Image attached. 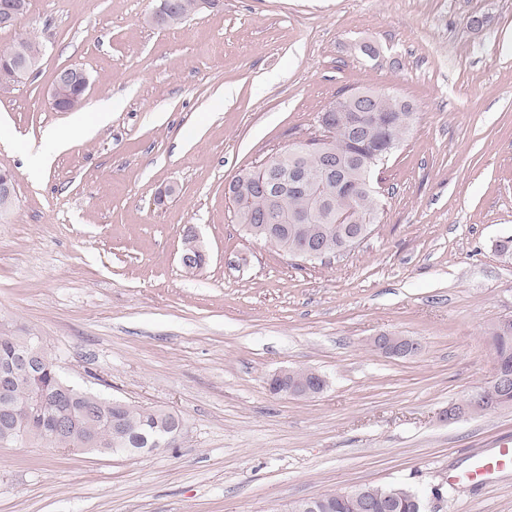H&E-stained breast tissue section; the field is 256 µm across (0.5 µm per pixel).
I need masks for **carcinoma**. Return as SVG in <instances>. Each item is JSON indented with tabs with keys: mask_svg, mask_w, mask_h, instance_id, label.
<instances>
[{
	"mask_svg": "<svg viewBox=\"0 0 512 512\" xmlns=\"http://www.w3.org/2000/svg\"><path fill=\"white\" fill-rule=\"evenodd\" d=\"M199 0H176L175 16L157 21L161 25L179 24L197 10ZM41 46L38 38L19 36L12 42L0 46V85L13 81V71L21 57L20 51ZM381 106L394 115V136L411 132L416 111L406 101L384 100ZM336 152L344 165L340 172L321 176L323 159L315 149L307 151L294 161V168L313 176L312 181L298 188L288 186V167L275 168V177L283 182L279 200L270 204L260 195L237 193L231 197L234 203V218L244 231L265 222L273 226L274 235L264 242L282 252L304 247L322 248L323 254L341 252L347 236L354 231L366 229L371 233L380 222V193L373 180L365 177L366 171H374L377 163L367 158V147L363 142L345 138L342 131L336 132ZM332 211L344 217L342 224H324L320 215ZM304 215L307 222L293 224L291 219ZM12 323L0 321V362L22 354L28 339L16 336L11 330ZM488 334L494 341L495 357L504 366L512 365V323L492 324ZM54 355H49L47 364L41 368L39 384L45 390L56 388L57 370L53 365ZM34 384L26 377H18L12 384L10 395L0 397V441L5 438L4 418L23 410L33 397ZM74 404L92 412L84 423V432L98 437L96 447L90 452L110 455L120 447L124 434L134 438L139 435L169 434L168 447H176L181 436L172 413L160 408H148L137 404L117 405L115 400L95 392L75 389L72 393ZM366 499L373 504L372 512H424L418 503L414 489L405 485H364L351 491H335L317 498V512H361L357 503Z\"/></svg>",
	"mask_w": 512,
	"mask_h": 512,
	"instance_id": "1",
	"label": "carcinoma"
}]
</instances>
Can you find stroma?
<instances>
[{
  "instance_id": "1",
  "label": "stroma",
  "mask_w": 512,
  "mask_h": 512,
  "mask_svg": "<svg viewBox=\"0 0 512 512\" xmlns=\"http://www.w3.org/2000/svg\"><path fill=\"white\" fill-rule=\"evenodd\" d=\"M36 72L0 94V319L41 336L75 384L177 411L176 447L130 458L0 448V512H289L365 484L448 491L446 512H512V471L453 485L512 440V407L449 423L486 385L488 327L512 319V0H220L159 27L158 0H28ZM481 27H472V18ZM372 42L375 58L362 55ZM83 70L78 112L48 100ZM410 102L417 123L376 172L383 214L328 263L246 235L227 184L296 139L339 90ZM107 120L88 139L74 118ZM70 137L39 175L27 150ZM177 192L157 194L168 185ZM209 254L178 261L187 225ZM417 340L412 357L371 348ZM284 368L327 385L269 391ZM74 84H77L80 87L81 95L85 98L89 86V80L85 73H82L80 71L73 72L68 70L57 77V79L52 84L49 93L50 103L54 110H56L57 112L70 111L69 108L65 105L63 87ZM14 175L10 170L0 169V219L1 222L13 211L16 205ZM372 347L384 354L414 356L421 350V344L409 337L382 333L371 341Z\"/></svg>"
}]
</instances>
